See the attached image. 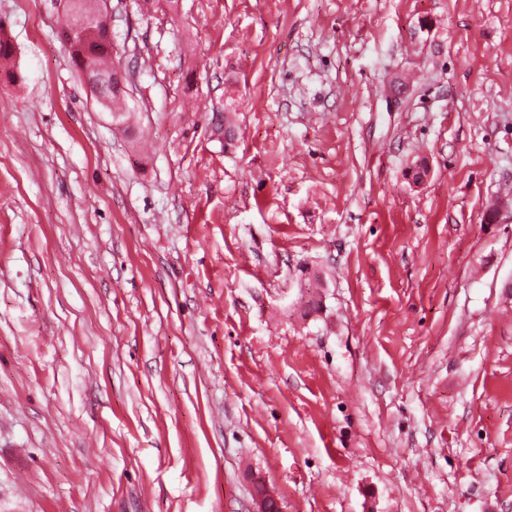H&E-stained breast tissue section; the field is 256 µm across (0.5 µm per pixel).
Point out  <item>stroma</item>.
I'll return each mask as SVG.
<instances>
[{"mask_svg": "<svg viewBox=\"0 0 512 512\" xmlns=\"http://www.w3.org/2000/svg\"><path fill=\"white\" fill-rule=\"evenodd\" d=\"M110 6L128 132L0 0V512H512V0ZM256 510L253 512H280L279 502L261 478H253Z\"/></svg>", "mask_w": 512, "mask_h": 512, "instance_id": "35a3bbf8", "label": "stroma"}]
</instances>
